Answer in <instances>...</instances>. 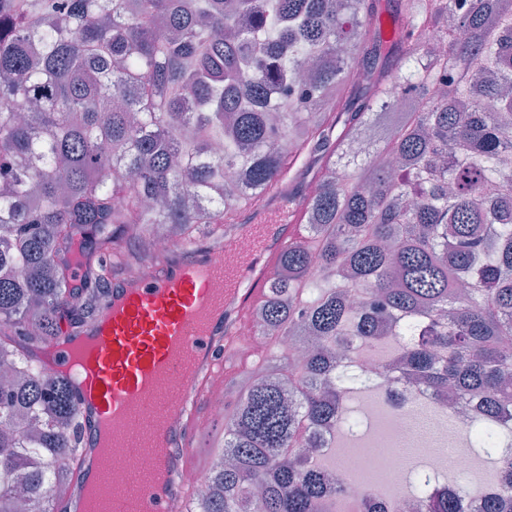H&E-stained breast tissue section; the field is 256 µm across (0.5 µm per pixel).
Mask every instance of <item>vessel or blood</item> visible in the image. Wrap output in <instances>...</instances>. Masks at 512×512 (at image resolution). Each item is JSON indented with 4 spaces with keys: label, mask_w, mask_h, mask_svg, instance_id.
<instances>
[{
    "label": "vessel or blood",
    "mask_w": 512,
    "mask_h": 512,
    "mask_svg": "<svg viewBox=\"0 0 512 512\" xmlns=\"http://www.w3.org/2000/svg\"><path fill=\"white\" fill-rule=\"evenodd\" d=\"M303 211L272 198L254 223L234 225L142 278L116 282L79 331L67 327L59 341L31 345L50 375H66L76 358L82 366L72 386L79 443L72 480L58 496L62 512H190L188 477L214 399L209 381L223 376L225 355L237 346L246 311L265 299L278 255L298 241ZM103 425L112 432V473L130 486L87 499L94 435Z\"/></svg>",
    "instance_id": "obj_1"
}]
</instances>
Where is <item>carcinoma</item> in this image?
Listing matches in <instances>:
<instances>
[{
    "instance_id": "1",
    "label": "carcinoma",
    "mask_w": 512,
    "mask_h": 512,
    "mask_svg": "<svg viewBox=\"0 0 512 512\" xmlns=\"http://www.w3.org/2000/svg\"><path fill=\"white\" fill-rule=\"evenodd\" d=\"M377 14V0H0V372L21 377L0 385V512H60L53 491L71 480L73 392L22 341L93 317L112 274L157 268V229L222 235L307 158L318 190L300 196L304 233L278 256L258 333L317 345L268 356L257 370L278 380L237 388L233 463L212 459L195 512L343 499L338 474L308 460L348 400L341 356L387 346L390 367L477 421L504 412L512 0H400L389 38ZM385 51L403 66L368 73L349 111L351 67ZM482 453L481 512H512V455ZM418 489V512H464L472 496Z\"/></svg>"
}]
</instances>
